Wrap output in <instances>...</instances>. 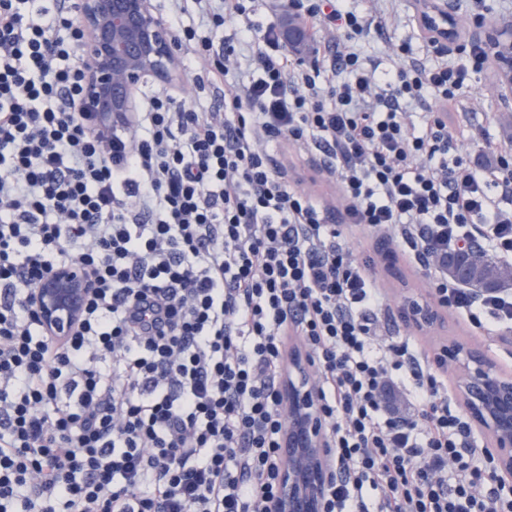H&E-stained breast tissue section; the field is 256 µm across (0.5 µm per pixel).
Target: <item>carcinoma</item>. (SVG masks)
I'll return each mask as SVG.
<instances>
[{"label": "carcinoma", "instance_id": "cac0c4a2", "mask_svg": "<svg viewBox=\"0 0 512 512\" xmlns=\"http://www.w3.org/2000/svg\"><path fill=\"white\" fill-rule=\"evenodd\" d=\"M448 276L477 294L512 288V266L495 262L480 248L469 258L448 251Z\"/></svg>", "mask_w": 512, "mask_h": 512}]
</instances>
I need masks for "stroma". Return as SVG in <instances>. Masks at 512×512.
Segmentation results:
<instances>
[{
	"instance_id": "obj_1",
	"label": "stroma",
	"mask_w": 512,
	"mask_h": 512,
	"mask_svg": "<svg viewBox=\"0 0 512 512\" xmlns=\"http://www.w3.org/2000/svg\"><path fill=\"white\" fill-rule=\"evenodd\" d=\"M353 7L361 13H377L383 16L380 31L361 39L359 49L367 62L391 65L401 60L400 45H407L410 56L423 64L446 60L456 65L468 62L467 52L455 51L429 41L416 19L413 0H353ZM460 134L459 149L470 161L480 156L470 142L474 129H483L487 138L502 146L512 145V107L503 105L492 80L490 67L470 73L469 94L462 113L454 115ZM286 180H294L296 169L309 173V181L300 183L299 191L318 198L332 210L342 205L336 183L326 172L320 171L321 155L315 149L289 150L282 158ZM340 242L354 256L371 255L375 260L374 273L377 284L387 294L390 327L397 336L410 339L439 355L443 344L464 342L481 349L505 372H512V348L499 344L496 331L472 326L465 316L448 312L443 324L431 331L418 330L404 315V304L412 298L430 295L427 280L404 258L398 244L384 242L383 238L369 229L343 228Z\"/></svg>"
}]
</instances>
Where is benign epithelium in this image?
<instances>
[{"instance_id":"benign-epithelium-1","label":"benign epithelium","mask_w":512,"mask_h":512,"mask_svg":"<svg viewBox=\"0 0 512 512\" xmlns=\"http://www.w3.org/2000/svg\"><path fill=\"white\" fill-rule=\"evenodd\" d=\"M423 30L442 45L460 49L465 38L480 40L494 64L501 99L512 102V11L494 23L464 18L467 0H414ZM76 11L85 62L77 112L88 129L112 144V129H129L136 121V94L146 78L173 84L180 77L176 41L153 0H77ZM92 283L79 265L65 263L47 271L32 293L36 318L50 339L61 343L79 328ZM407 317L421 330L440 322L432 302L412 300ZM448 355L463 367L458 393L465 413L492 448L494 472L512 478V375L485 355L455 342ZM311 363L300 348L288 352L279 387L287 426L280 437L278 491L273 512H324L333 476L328 446L319 427Z\"/></svg>"}]
</instances>
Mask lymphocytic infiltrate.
<instances>
[{
  "instance_id": "lymphocytic-infiltrate-1",
  "label": "lymphocytic infiltrate",
  "mask_w": 512,
  "mask_h": 512,
  "mask_svg": "<svg viewBox=\"0 0 512 512\" xmlns=\"http://www.w3.org/2000/svg\"><path fill=\"white\" fill-rule=\"evenodd\" d=\"M168 21L201 112L152 96L135 132L104 143L76 104L83 57L71 0H0V512H272L288 344L316 368L335 478L326 512H512L464 416L410 340L383 333L370 260L340 225L398 233L441 307L512 329V297L449 284L460 238L512 257V148L459 155L448 115L464 66L364 67L326 45L292 64L280 30L247 29V61L216 42L253 0H194ZM314 31L381 30L347 0H288ZM314 147L338 214L284 182L267 146ZM82 264L94 291L80 329L48 338L29 296ZM406 386L412 410L388 397Z\"/></svg>"
}]
</instances>
